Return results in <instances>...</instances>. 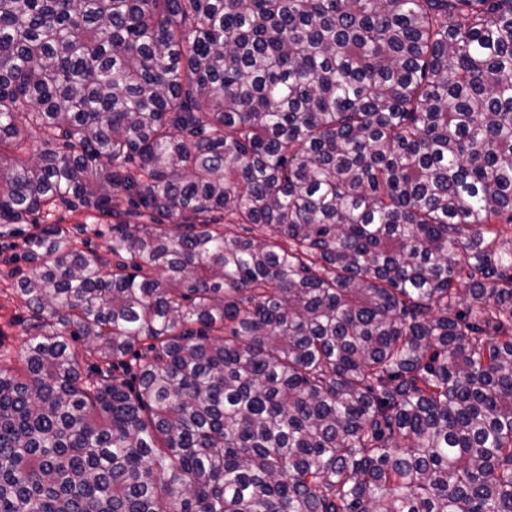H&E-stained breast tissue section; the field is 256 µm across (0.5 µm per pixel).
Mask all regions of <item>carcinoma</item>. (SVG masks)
I'll return each instance as SVG.
<instances>
[{"mask_svg": "<svg viewBox=\"0 0 512 512\" xmlns=\"http://www.w3.org/2000/svg\"><path fill=\"white\" fill-rule=\"evenodd\" d=\"M2 237L0 512H512V0H0ZM23 252L21 238L0 239V329L5 333V336H1V341L3 349H9L12 360L11 363L3 360V365H15L20 362V356L23 354V333L26 324L23 322L29 318V314L24 301L12 288L13 283L19 277L30 274L35 265L20 259ZM12 270H19L20 273L11 278L9 274ZM10 321H13L12 325Z\"/></svg>", "mask_w": 512, "mask_h": 512, "instance_id": "cac0c4a2", "label": "carcinoma"}]
</instances>
